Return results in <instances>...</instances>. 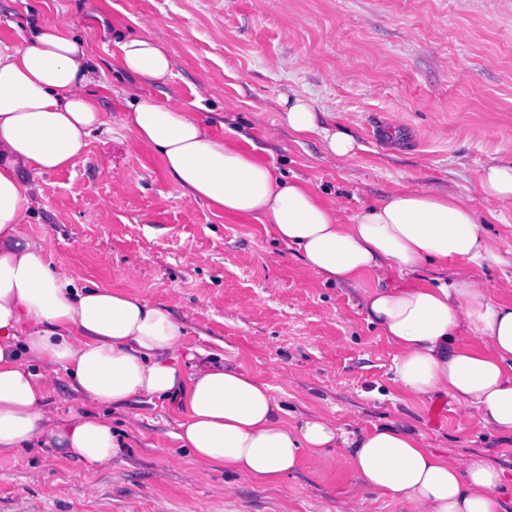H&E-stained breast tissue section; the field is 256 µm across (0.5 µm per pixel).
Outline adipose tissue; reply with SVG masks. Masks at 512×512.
I'll use <instances>...</instances> for the list:
<instances>
[{
	"instance_id": "obj_1",
	"label": "adipose tissue",
	"mask_w": 512,
	"mask_h": 512,
	"mask_svg": "<svg viewBox=\"0 0 512 512\" xmlns=\"http://www.w3.org/2000/svg\"><path fill=\"white\" fill-rule=\"evenodd\" d=\"M112 55L125 72L157 85L173 75L167 47L149 35L115 41ZM90 82L85 48L64 25H43L0 51V454L48 448L92 465L117 456L106 417L75 414L56 423L44 415L42 400L62 369L88 405L173 400L177 439L194 461L229 475L274 485L304 457L342 448L363 488L400 497L412 512H503L504 472L484 455L459 461L394 426L350 434L319 414L288 422L259 377L211 360L185 371L186 331L167 306L118 287L78 284L52 262L45 238L26 231L35 205L28 179L72 167L104 126ZM279 105L296 138L323 137L333 160L354 156L350 134L321 127L306 99L285 96ZM122 125L161 156L185 197L215 213L255 218L323 280L374 279L364 310L396 350V382L417 396L447 393L479 425L512 438V301H492L474 276L438 285L424 277L390 281L428 262L470 267L492 256L465 199L404 186L345 220L308 180H280L181 104L137 102ZM478 183L488 204L512 200V161L485 165ZM30 361L45 374L29 371Z\"/></svg>"
}]
</instances>
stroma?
Listing matches in <instances>:
<instances>
[{"instance_id": "1", "label": "stroma", "mask_w": 512, "mask_h": 512, "mask_svg": "<svg viewBox=\"0 0 512 512\" xmlns=\"http://www.w3.org/2000/svg\"><path fill=\"white\" fill-rule=\"evenodd\" d=\"M47 23L83 42L87 90L107 120L73 167L34 179L29 230L55 262L168 306L187 346L264 379L289 421L316 413L349 433L393 425L437 453H480L512 472L511 440L447 394L396 382L395 350L362 307L374 280L323 282L255 219L183 197L120 122L137 100L182 103L275 174L309 180L346 218L401 186L454 191L494 247L474 274L492 300L512 301V201L488 211L478 184L483 166L512 160V0H0V50ZM146 34L171 54L167 85L130 77L112 56L113 41ZM285 94L346 130L355 156L333 163L322 137L295 140L280 120ZM378 115L390 128L382 141L369 129ZM437 403L447 412L435 424ZM42 408L64 420L87 406L61 370ZM102 412L121 445L109 465L39 448L0 454V512H409L362 489L336 448L261 485L196 463L166 401L137 396Z\"/></svg>"}]
</instances>
